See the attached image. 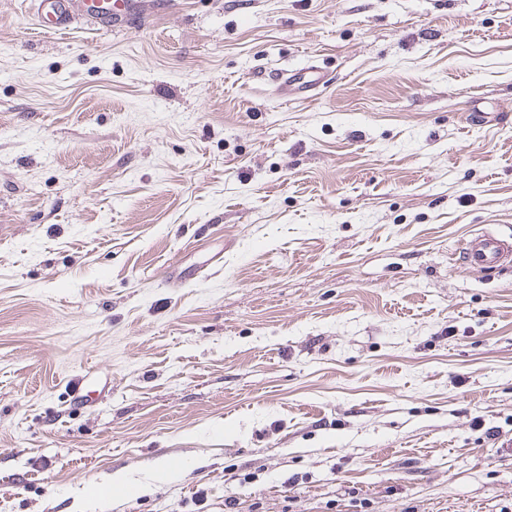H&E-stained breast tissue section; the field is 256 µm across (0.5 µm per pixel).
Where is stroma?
<instances>
[{
    "label": "stroma",
    "instance_id": "obj_1",
    "mask_svg": "<svg viewBox=\"0 0 512 512\" xmlns=\"http://www.w3.org/2000/svg\"><path fill=\"white\" fill-rule=\"evenodd\" d=\"M481 229L512 0H0V512H512ZM85 1L88 0H33L32 10L45 33H60L70 27L75 14L87 12ZM280 80H282L279 85L280 94L287 98L299 95H306V98L314 96L316 91L326 83L322 68L313 64L285 76L282 75Z\"/></svg>",
    "mask_w": 512,
    "mask_h": 512
}]
</instances>
